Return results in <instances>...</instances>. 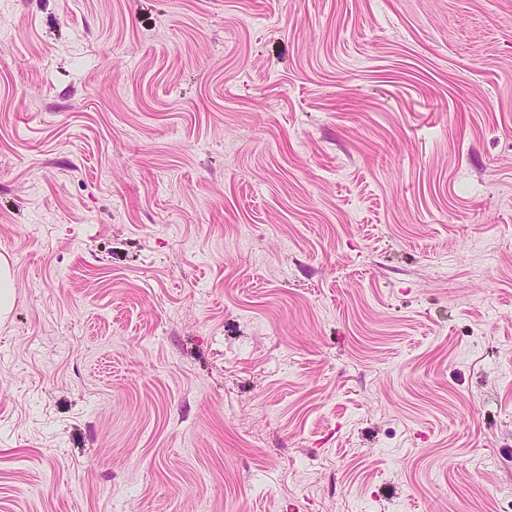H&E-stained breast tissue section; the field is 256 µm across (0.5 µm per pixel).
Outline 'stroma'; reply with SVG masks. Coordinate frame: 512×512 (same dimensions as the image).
I'll return each instance as SVG.
<instances>
[{
  "label": "stroma",
  "mask_w": 512,
  "mask_h": 512,
  "mask_svg": "<svg viewBox=\"0 0 512 512\" xmlns=\"http://www.w3.org/2000/svg\"><path fill=\"white\" fill-rule=\"evenodd\" d=\"M0 512H512V0H0ZM15 302V284L8 258L0 255V321H6Z\"/></svg>",
  "instance_id": "obj_1"
}]
</instances>
